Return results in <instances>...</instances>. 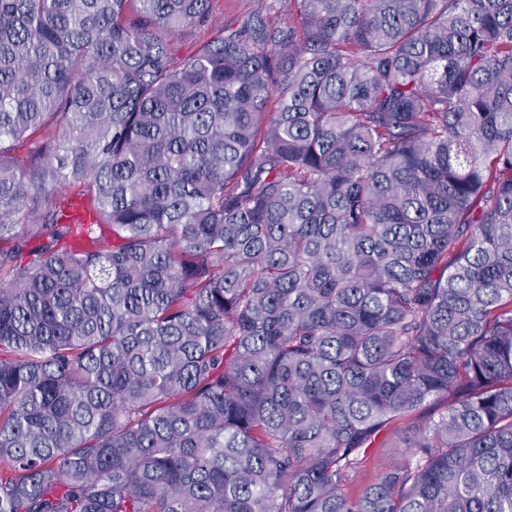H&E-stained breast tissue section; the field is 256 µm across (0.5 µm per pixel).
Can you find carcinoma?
<instances>
[{
	"label": "carcinoma",
	"mask_w": 512,
	"mask_h": 512,
	"mask_svg": "<svg viewBox=\"0 0 512 512\" xmlns=\"http://www.w3.org/2000/svg\"><path fill=\"white\" fill-rule=\"evenodd\" d=\"M212 21L0 0V512H512V0ZM396 433H392L391 430L381 434L377 441L382 447H372L367 452V458L362 468L357 481L352 486L353 492L359 491L363 486L371 483L378 472L384 468L387 464L392 462L394 458L393 451L396 448H388L389 445L396 441Z\"/></svg>",
	"instance_id": "cac0c4a2"
}]
</instances>
